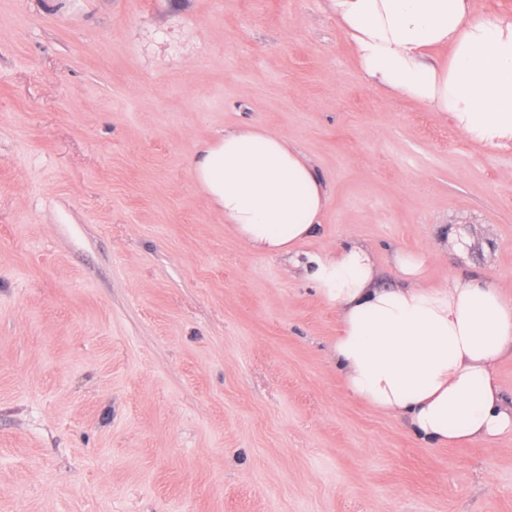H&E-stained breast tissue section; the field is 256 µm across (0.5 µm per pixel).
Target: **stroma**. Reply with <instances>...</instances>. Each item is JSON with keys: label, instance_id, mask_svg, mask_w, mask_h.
I'll list each match as a JSON object with an SVG mask.
<instances>
[{"label": "stroma", "instance_id": "35a3bbf8", "mask_svg": "<svg viewBox=\"0 0 512 512\" xmlns=\"http://www.w3.org/2000/svg\"><path fill=\"white\" fill-rule=\"evenodd\" d=\"M252 124L329 196L250 251L187 160ZM512 299V150L388 94L326 0H0V512H512V436L352 398L313 256Z\"/></svg>", "mask_w": 512, "mask_h": 512}]
</instances>
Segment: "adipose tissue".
<instances>
[{"label":"adipose tissue","mask_w":512,"mask_h":512,"mask_svg":"<svg viewBox=\"0 0 512 512\" xmlns=\"http://www.w3.org/2000/svg\"><path fill=\"white\" fill-rule=\"evenodd\" d=\"M365 75L389 93L452 118L468 138L512 148V17L472 0H326ZM450 47L445 61L430 51ZM195 183L253 251L292 253L327 205L313 167L282 136L229 130L190 157ZM313 277L336 309L331 351L351 396L440 447L512 435V403L495 378L512 358V300L489 278L427 286L422 256L401 252L400 286L376 283L371 253L338 245L315 257Z\"/></svg>","instance_id":"obj_1"}]
</instances>
